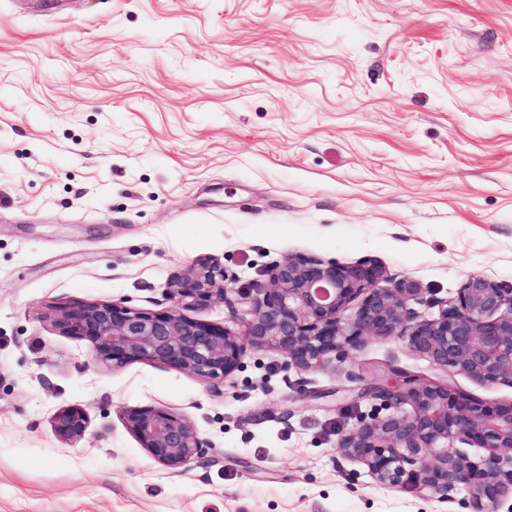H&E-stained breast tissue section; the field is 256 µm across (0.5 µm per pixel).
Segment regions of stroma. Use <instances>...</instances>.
<instances>
[{
  "label": "stroma",
  "mask_w": 512,
  "mask_h": 512,
  "mask_svg": "<svg viewBox=\"0 0 512 512\" xmlns=\"http://www.w3.org/2000/svg\"><path fill=\"white\" fill-rule=\"evenodd\" d=\"M372 259L426 298L480 275L512 289V0H0V512H471L377 485L339 438L371 377L512 386L398 339L285 368L272 349L210 388L95 363L53 308L160 312L212 257L244 330L248 293L290 255ZM90 425L63 442L53 416ZM153 406L207 448L174 474L118 416ZM88 424L87 414L79 407L64 409L56 413L53 419L56 436L65 442H74L83 438Z\"/></svg>",
  "instance_id": "35a3bbf8"
}]
</instances>
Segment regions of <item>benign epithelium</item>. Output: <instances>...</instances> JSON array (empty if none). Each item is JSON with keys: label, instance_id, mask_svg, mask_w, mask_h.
I'll use <instances>...</instances> for the list:
<instances>
[{"label": "benign epithelium", "instance_id": "7a95c632", "mask_svg": "<svg viewBox=\"0 0 512 512\" xmlns=\"http://www.w3.org/2000/svg\"><path fill=\"white\" fill-rule=\"evenodd\" d=\"M374 261L352 266L312 256L290 255L276 264L270 284L258 285L240 336L182 312L227 300L230 278L224 264L199 258L169 283L173 306L147 312L114 302L57 308L47 316L61 336L88 342L93 360L114 368L148 362L189 373L218 385L241 368L248 346L270 347L286 366L311 370L344 348L367 338H397L433 365L485 383L512 386V291L483 276L468 278L454 300H427L420 284L402 278L386 288ZM353 315H346L352 304ZM438 307L422 317L411 304ZM359 397L374 402L337 448L363 464L381 486L412 484L440 499L464 487L472 512H491L512 488V401L489 406L446 383L406 375L402 383L371 382ZM406 404V413L381 410ZM120 417L147 454L180 473L202 455L206 442L184 416L155 407H123ZM88 417L79 407L55 414L53 428L65 442L85 436ZM460 440L484 448V467L450 449Z\"/></svg>", "mask_w": 512, "mask_h": 512}]
</instances>
